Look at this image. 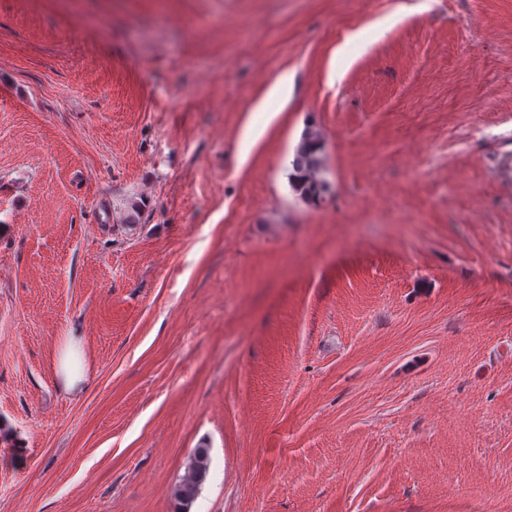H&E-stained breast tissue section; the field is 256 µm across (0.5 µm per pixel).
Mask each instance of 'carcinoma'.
<instances>
[{"instance_id":"carcinoma-1","label":"carcinoma","mask_w":512,"mask_h":512,"mask_svg":"<svg viewBox=\"0 0 512 512\" xmlns=\"http://www.w3.org/2000/svg\"><path fill=\"white\" fill-rule=\"evenodd\" d=\"M324 138L313 127L307 128L298 143L292 159V187L308 203H319L331 190L324 177ZM210 449L202 446L194 450L187 474L172 490L174 512H190L210 471Z\"/></svg>"}]
</instances>
